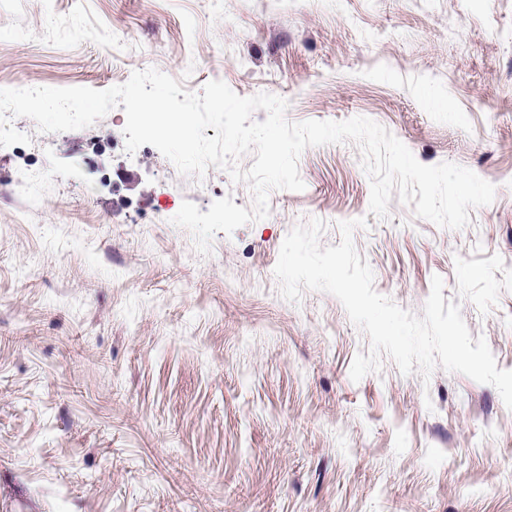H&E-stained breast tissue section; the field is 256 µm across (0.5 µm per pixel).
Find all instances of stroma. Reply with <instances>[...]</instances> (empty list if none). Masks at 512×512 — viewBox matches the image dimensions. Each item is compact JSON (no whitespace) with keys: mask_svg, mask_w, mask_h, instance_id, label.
<instances>
[{"mask_svg":"<svg viewBox=\"0 0 512 512\" xmlns=\"http://www.w3.org/2000/svg\"><path fill=\"white\" fill-rule=\"evenodd\" d=\"M155 68L287 100L286 118H369L425 165L496 188L462 229L391 200L370 215L351 143L306 148L304 190L211 252L173 225L248 184L127 153L123 107L0 147V512H512V411L491 385L388 355L333 295H281L289 231L366 218L375 290L422 314L433 276L512 370V0H0V88L125 83ZM46 181L36 201L12 191Z\"/></svg>","mask_w":512,"mask_h":512,"instance_id":"1","label":"stroma"}]
</instances>
